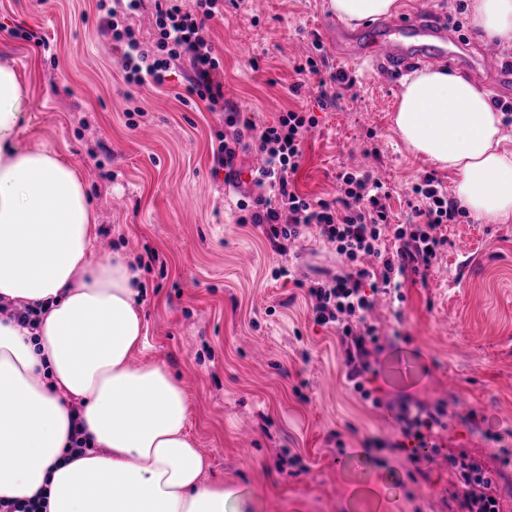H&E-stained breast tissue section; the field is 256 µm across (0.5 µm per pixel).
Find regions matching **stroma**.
Listing matches in <instances>:
<instances>
[{
	"label": "stroma",
	"mask_w": 512,
	"mask_h": 512,
	"mask_svg": "<svg viewBox=\"0 0 512 512\" xmlns=\"http://www.w3.org/2000/svg\"><path fill=\"white\" fill-rule=\"evenodd\" d=\"M327 13V0H224L223 16L208 23L224 96L260 124L314 112L297 189L334 199L338 174L362 167L388 187L391 223H406L414 184L430 175L449 193L455 176L396 134L401 82L376 66L356 69V85L320 105L317 77L294 66L314 55ZM97 26L96 0H0V47L34 114L18 140L77 164L99 217L95 255L137 260L142 358L183 384L188 433L233 491L236 512H448V457L460 453L492 471L512 512V462L501 455L512 449V221L457 218L427 278L409 277L402 302L378 295L371 319L383 351L369 388L381 404L363 405L335 331L314 324L293 283L273 279L283 257L237 222V198L213 168L219 114L178 101L180 70L163 88H128ZM19 28L56 43V59L13 37ZM299 81L307 87L296 96ZM293 251L302 279L341 263L311 235ZM405 399L448 411L432 460L417 465L395 418ZM420 468L428 480H416Z\"/></svg>",
	"instance_id": "1"
}]
</instances>
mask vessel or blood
Returning <instances> with one entry per match:
<instances>
[{
	"instance_id": "obj_1",
	"label": "vessel or blood",
	"mask_w": 512,
	"mask_h": 512,
	"mask_svg": "<svg viewBox=\"0 0 512 512\" xmlns=\"http://www.w3.org/2000/svg\"><path fill=\"white\" fill-rule=\"evenodd\" d=\"M327 40L343 62L360 65L373 60L389 76L414 63L452 62L467 71L490 66V55L485 51L476 58L466 52L448 54V25L430 9L412 18L381 20L357 31L333 24L327 30Z\"/></svg>"
}]
</instances>
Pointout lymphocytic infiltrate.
Wrapping results in <instances>:
<instances>
[{
    "label": "lymphocytic infiltrate",
    "instance_id": "obj_1",
    "mask_svg": "<svg viewBox=\"0 0 512 512\" xmlns=\"http://www.w3.org/2000/svg\"><path fill=\"white\" fill-rule=\"evenodd\" d=\"M220 0H154L155 33L144 40L132 19L145 0H98L99 31L112 44L119 72L130 87H162L172 70L186 68L187 97L220 113L223 128L212 145L215 168L224 172V186L238 194L239 223L260 230L271 250L287 256L306 231H315L341 258L337 270L311 280L306 295L316 324L335 327L345 377L361 401L378 373L382 351L378 328L371 323L374 295L399 293L411 274L429 270L446 243L443 227L459 215L457 204L427 176L414 185L412 224L390 223L380 182L360 169L341 172L334 200L302 195L291 181L302 157L304 135L317 124L312 113L290 110L269 123L224 99V71L206 30L220 14ZM254 151L262 164L253 172L254 193L241 194L237 157ZM397 419L404 435L427 447L436 430L447 429L443 403L401 402ZM496 491L483 477H455L448 490L450 512H500Z\"/></svg>",
    "mask_w": 512,
    "mask_h": 512
}]
</instances>
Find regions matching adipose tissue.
Returning <instances> with one entry per match:
<instances>
[{"label": "adipose tissue", "instance_id": "adipose-tissue-1", "mask_svg": "<svg viewBox=\"0 0 512 512\" xmlns=\"http://www.w3.org/2000/svg\"><path fill=\"white\" fill-rule=\"evenodd\" d=\"M348 26L399 13L403 0H327ZM481 38L512 49V0H471ZM28 89L0 52V498L41 494L46 512H228L223 480L187 433L184 387L140 362L139 272L94 257L98 223L78 167L21 146ZM394 128L456 176L461 206L512 221V130L489 92L445 68L405 78ZM33 309L35 323L10 319ZM85 448L72 455L75 429Z\"/></svg>", "mask_w": 512, "mask_h": 512}]
</instances>
